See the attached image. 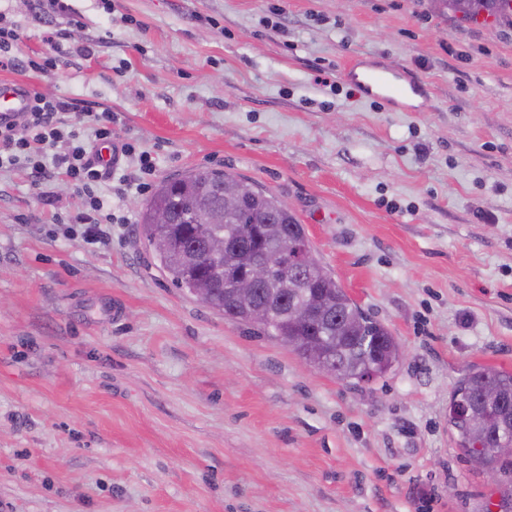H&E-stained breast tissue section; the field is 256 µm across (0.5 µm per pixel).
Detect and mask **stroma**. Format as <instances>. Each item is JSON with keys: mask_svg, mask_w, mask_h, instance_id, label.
I'll use <instances>...</instances> for the list:
<instances>
[{"mask_svg": "<svg viewBox=\"0 0 512 512\" xmlns=\"http://www.w3.org/2000/svg\"><path fill=\"white\" fill-rule=\"evenodd\" d=\"M64 65L0 82L112 112L132 155L84 209L0 173V512H498L448 427L473 366L512 372V24L433 0H68ZM13 55H52L0 0ZM93 49L73 53L74 43ZM428 87L356 96L347 58ZM150 184L219 168L278 195L348 295L406 348L351 385L174 288L135 235Z\"/></svg>", "mask_w": 512, "mask_h": 512, "instance_id": "stroma-1", "label": "stroma"}]
</instances>
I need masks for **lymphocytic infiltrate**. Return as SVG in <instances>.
Listing matches in <instances>:
<instances>
[{
	"instance_id": "f902f5d3",
	"label": "lymphocytic infiltrate",
	"mask_w": 512,
	"mask_h": 512,
	"mask_svg": "<svg viewBox=\"0 0 512 512\" xmlns=\"http://www.w3.org/2000/svg\"><path fill=\"white\" fill-rule=\"evenodd\" d=\"M68 108L65 101L36 93L21 121L0 123V170L24 166L36 187L51 181L54 175L64 174L83 197L85 206L76 223L68 225V233L81 237L89 245L104 244L111 234L102 226L103 204L96 188L105 174L92 158L83 124L65 119ZM61 142L66 145L65 151L56 155L55 168H47L41 160V151Z\"/></svg>"
}]
</instances>
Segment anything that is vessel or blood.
Instances as JSON below:
<instances>
[{
  "label": "vessel or blood",
  "instance_id": "1",
  "mask_svg": "<svg viewBox=\"0 0 512 512\" xmlns=\"http://www.w3.org/2000/svg\"><path fill=\"white\" fill-rule=\"evenodd\" d=\"M344 78L361 97L393 105L403 112L416 111V102L424 97L423 82L403 69L358 58L347 64ZM31 104V91L21 82L0 83V119L17 121Z\"/></svg>",
  "mask_w": 512,
  "mask_h": 512
}]
</instances>
